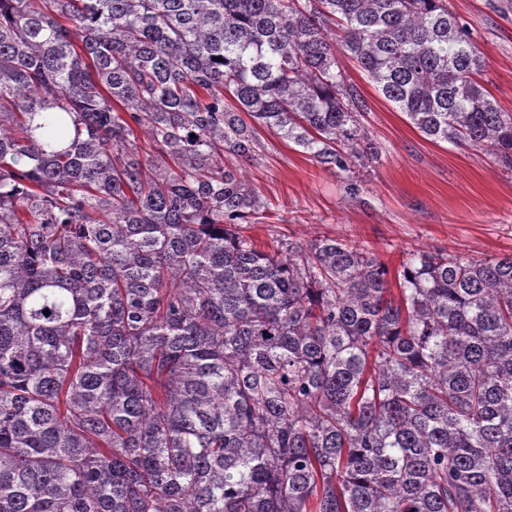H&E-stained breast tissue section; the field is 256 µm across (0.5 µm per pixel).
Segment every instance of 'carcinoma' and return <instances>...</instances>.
<instances>
[{"label":"carcinoma","instance_id":"carcinoma-1","mask_svg":"<svg viewBox=\"0 0 512 512\" xmlns=\"http://www.w3.org/2000/svg\"><path fill=\"white\" fill-rule=\"evenodd\" d=\"M338 49L512 168L447 0H0V512H512V255L243 232L377 158Z\"/></svg>","mask_w":512,"mask_h":512}]
</instances>
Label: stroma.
Wrapping results in <instances>:
<instances>
[{
    "mask_svg": "<svg viewBox=\"0 0 512 512\" xmlns=\"http://www.w3.org/2000/svg\"><path fill=\"white\" fill-rule=\"evenodd\" d=\"M506 0H448L485 60L478 81L512 112V9ZM337 64L366 102L363 123L379 148L353 171L327 170L298 147L260 129L263 150L238 174L267 206L246 235L272 248L277 236L304 244L337 238L377 254L397 272L411 254L462 258L512 254V169L493 154L431 141L376 90L344 52Z\"/></svg>",
    "mask_w": 512,
    "mask_h": 512,
    "instance_id": "obj_1",
    "label": "stroma"
}]
</instances>
